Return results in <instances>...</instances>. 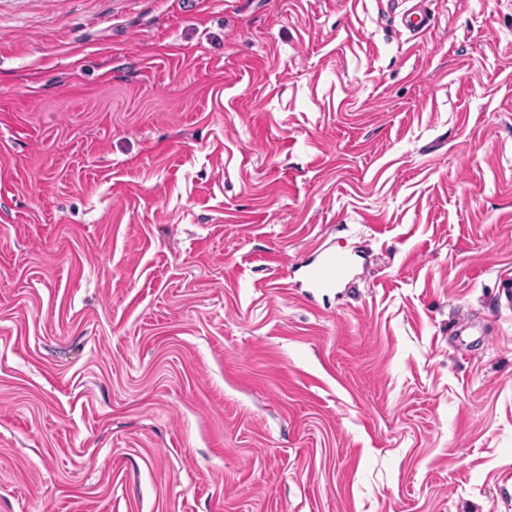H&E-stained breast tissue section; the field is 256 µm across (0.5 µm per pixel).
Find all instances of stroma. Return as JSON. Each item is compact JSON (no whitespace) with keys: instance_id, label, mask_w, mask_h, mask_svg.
Here are the masks:
<instances>
[{"instance_id":"stroma-1","label":"stroma","mask_w":512,"mask_h":512,"mask_svg":"<svg viewBox=\"0 0 512 512\" xmlns=\"http://www.w3.org/2000/svg\"><path fill=\"white\" fill-rule=\"evenodd\" d=\"M411 5L0 0V512H512V0ZM431 16L423 7L411 8L402 16L403 25L414 33H424L431 28ZM348 259L342 254H330L307 272L311 288H333L348 275Z\"/></svg>"}]
</instances>
